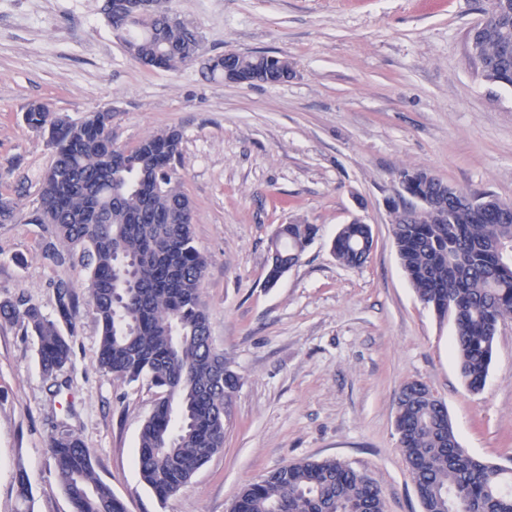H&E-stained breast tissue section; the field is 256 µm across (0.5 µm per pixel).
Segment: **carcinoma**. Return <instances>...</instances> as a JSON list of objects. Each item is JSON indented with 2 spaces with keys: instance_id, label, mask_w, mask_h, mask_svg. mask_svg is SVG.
Returning a JSON list of instances; mask_svg holds the SVG:
<instances>
[{
  "instance_id": "1",
  "label": "carcinoma",
  "mask_w": 512,
  "mask_h": 512,
  "mask_svg": "<svg viewBox=\"0 0 512 512\" xmlns=\"http://www.w3.org/2000/svg\"><path fill=\"white\" fill-rule=\"evenodd\" d=\"M104 17L127 54L143 65L164 55L152 31L165 30L170 43L190 53L168 61L167 70L200 57L197 32L172 10L149 23H136L103 6ZM512 0H490L482 27L487 79L512 74V40L504 18ZM245 71L271 69L262 54L238 55ZM45 103L30 105L27 126L47 139L54 158L42 174L36 221L53 228L52 258L78 261L87 270L85 288L101 328L99 370L123 382L145 381L160 397L139 432L136 466L161 500L175 495L224 448V382L238 374L215 350L200 290L207 266L190 224H169L168 215L190 201L178 174L182 155L170 147L172 129L156 131L112 160V113L93 111L79 123L51 119ZM469 204L448 206V223L428 209L404 208L393 225L401 267L420 300L439 316L452 318L461 375L474 392L484 389L493 358V324L512 316V266L496 253L512 244V220H488L479 204L488 192L464 193ZM318 232L314 224H289L282 253L299 261ZM363 228L343 224L333 252L356 267ZM59 317L73 330L79 300L73 286L55 288ZM0 318L20 321L36 337L42 371H63L71 358L69 339L58 322L27 299L0 303ZM423 383L406 384L399 396V444L423 512H512V469L458 450L448 414ZM48 447L71 512H126L124 503L98 476L92 452L70 429L51 436ZM17 496L33 512V493L24 471ZM382 512L371 478L336 460H299L263 480L245 485L231 512Z\"/></svg>"
}]
</instances>
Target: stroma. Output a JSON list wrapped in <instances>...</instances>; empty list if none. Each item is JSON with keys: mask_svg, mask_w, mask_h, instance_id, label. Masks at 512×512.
<instances>
[{"mask_svg": "<svg viewBox=\"0 0 512 512\" xmlns=\"http://www.w3.org/2000/svg\"><path fill=\"white\" fill-rule=\"evenodd\" d=\"M103 0H0V302L28 297L58 319L54 289L76 286L80 322L67 368L42 372L36 339L0 321V512H20L25 471L34 512H70L47 448L68 425L127 512H229L242 487L298 460L337 459L369 475L386 512H422L399 445L403 386L426 384L446 405L460 445L512 467V319L503 321L485 388L470 392L454 328L405 277L388 200L397 174L422 169L470 193L512 203V86L483 81L470 27L488 0H171L196 26L203 57L287 58L279 85H235L200 63L154 70L132 60L107 25ZM75 121L112 112L129 148L182 130L193 235L207 256L201 288L210 336L240 376L226 405L224 449L159 501L135 465L142 423L158 399L98 369L99 327L80 264L46 254L34 221L53 154L28 128L30 104ZM369 224L356 268L332 242ZM281 224H314V242L274 287L269 245Z\"/></svg>", "mask_w": 512, "mask_h": 512, "instance_id": "obj_1", "label": "stroma"}]
</instances>
